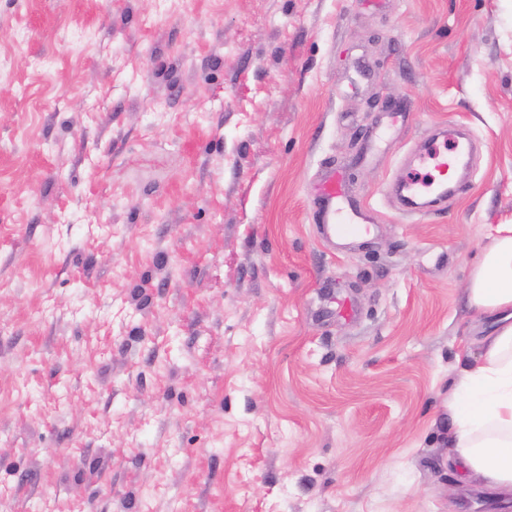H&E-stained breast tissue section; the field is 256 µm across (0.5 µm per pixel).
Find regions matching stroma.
Wrapping results in <instances>:
<instances>
[{"mask_svg": "<svg viewBox=\"0 0 512 512\" xmlns=\"http://www.w3.org/2000/svg\"><path fill=\"white\" fill-rule=\"evenodd\" d=\"M504 224L512 0H0V512H512L448 462ZM428 156L434 160V169L440 181V186L435 190V197L423 203H417L407 196H403L405 205L413 211L429 210L439 202L445 200L448 196V171L452 168V160L448 161V154H440L433 150L432 145L429 146ZM315 223L324 233L360 236L371 232L372 224L366 205L348 196L343 178L336 171L319 175L313 185Z\"/></svg>", "mask_w": 512, "mask_h": 512, "instance_id": "1", "label": "stroma"}]
</instances>
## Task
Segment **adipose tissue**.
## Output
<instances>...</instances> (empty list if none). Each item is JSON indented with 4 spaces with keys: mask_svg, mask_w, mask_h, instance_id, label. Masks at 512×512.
I'll list each match as a JSON object with an SVG mask.
<instances>
[{
    "mask_svg": "<svg viewBox=\"0 0 512 512\" xmlns=\"http://www.w3.org/2000/svg\"><path fill=\"white\" fill-rule=\"evenodd\" d=\"M468 303L494 319L479 356H464L448 410V459L476 486L512 495V225L499 231L473 269Z\"/></svg>",
    "mask_w": 512,
    "mask_h": 512,
    "instance_id": "adipose-tissue-1",
    "label": "adipose tissue"
}]
</instances>
